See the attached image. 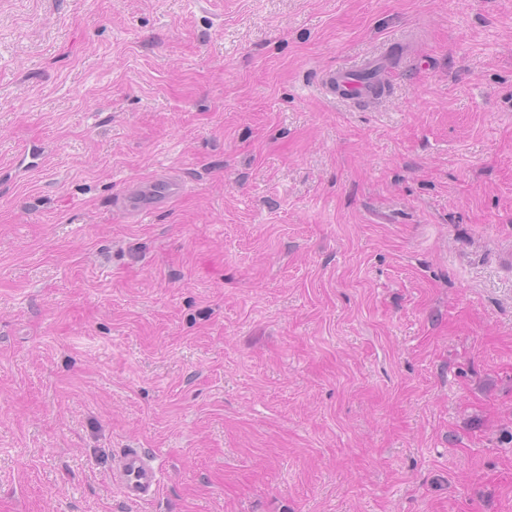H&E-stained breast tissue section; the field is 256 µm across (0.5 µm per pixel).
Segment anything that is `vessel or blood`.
I'll use <instances>...</instances> for the list:
<instances>
[{
	"label": "vessel or blood",
	"mask_w": 512,
	"mask_h": 512,
	"mask_svg": "<svg viewBox=\"0 0 512 512\" xmlns=\"http://www.w3.org/2000/svg\"><path fill=\"white\" fill-rule=\"evenodd\" d=\"M368 71L391 78L394 68L389 53L371 54L356 64L325 71L320 85L330 99L364 105L373 99L370 83L361 78L362 73ZM44 159L43 147L29 144L20 148L17 166L26 172L33 171L42 166ZM185 191L183 181L172 175L160 174L126 189L114 205L119 212L141 223L155 210L184 195ZM110 476L113 485L131 502L155 498L162 488V477L154 459L139 448L124 449L114 459Z\"/></svg>",
	"instance_id": "1"
}]
</instances>
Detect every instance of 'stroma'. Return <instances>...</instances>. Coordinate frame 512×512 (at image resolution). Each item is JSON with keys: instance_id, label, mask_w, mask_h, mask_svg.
I'll list each match as a JSON object with an SVG mask.
<instances>
[{"instance_id": "obj_1", "label": "stroma", "mask_w": 512, "mask_h": 512, "mask_svg": "<svg viewBox=\"0 0 512 512\" xmlns=\"http://www.w3.org/2000/svg\"><path fill=\"white\" fill-rule=\"evenodd\" d=\"M0 512H512V0H0ZM368 71H376L377 75L384 78L388 88L390 87V78L395 69L388 50L368 55L354 65L325 71L320 85L332 100L365 105L374 100L371 82L359 79L362 73ZM45 159L44 148L40 144H29L20 148L17 155V166L23 171L39 169ZM186 186L175 176L160 174L126 189L114 201L116 209L136 223H143L155 210L184 195ZM112 484L130 502L155 498L162 488V477L151 459L141 448L124 449L112 463Z\"/></svg>"}]
</instances>
